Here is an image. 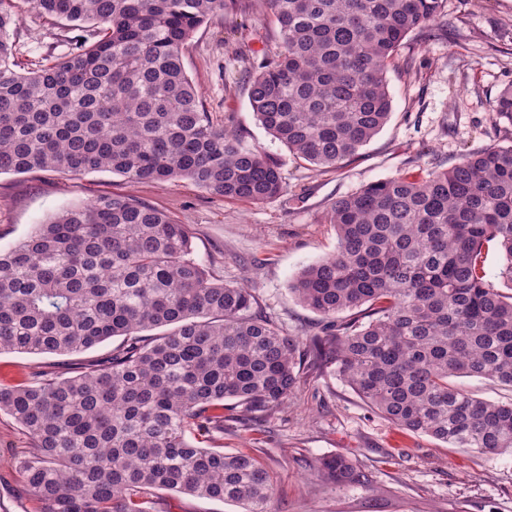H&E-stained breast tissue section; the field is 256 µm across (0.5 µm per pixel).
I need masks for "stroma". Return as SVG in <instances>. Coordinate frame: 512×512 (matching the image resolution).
<instances>
[{
  "label": "stroma",
  "mask_w": 512,
  "mask_h": 512,
  "mask_svg": "<svg viewBox=\"0 0 512 512\" xmlns=\"http://www.w3.org/2000/svg\"><path fill=\"white\" fill-rule=\"evenodd\" d=\"M450 27L432 38L410 35L387 72L392 112L384 128L341 168L315 170L296 160L256 119L247 63L239 54L274 53L277 25L255 5L242 17L202 25L184 51V66L214 117L247 146L279 160L286 182L273 200L251 204L213 196L187 180L132 184L109 171L0 174V250L35 225L101 195H131L194 231L195 259L218 280L255 288L261 311L289 334L309 340L320 316L289 290L307 265L336 249L326 221L331 204L368 183L416 167L447 168L486 147L512 144L492 104L512 83V0H446ZM89 25L23 9L12 41L21 66L64 58ZM112 342L71 355L4 351L0 386L24 383L44 369L66 378L108 356ZM217 444L256 456L274 480L272 512H512V455H481L396 429L336 375L303 367L288 403L250 425H226ZM28 440L0 412V512H38L16 467ZM344 454L373 480L343 487L317 472L320 458Z\"/></svg>",
  "instance_id": "1"
}]
</instances>
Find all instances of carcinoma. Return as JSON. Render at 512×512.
Returning <instances> with one entry per match:
<instances>
[{
	"label": "carcinoma",
	"instance_id": "cac0c4a2",
	"mask_svg": "<svg viewBox=\"0 0 512 512\" xmlns=\"http://www.w3.org/2000/svg\"><path fill=\"white\" fill-rule=\"evenodd\" d=\"M97 25L64 59L13 69L16 0H0V174L110 170L131 183L188 180L249 203L280 196L281 164L214 120L184 45L252 0H27ZM278 50L252 58L249 98L294 158L338 168L385 126L386 74L444 0H262ZM512 126V83L493 102ZM337 245L290 285L321 316L305 344L257 314L254 288L211 277L192 231L130 195L66 209L0 251V352L73 354L113 338L87 371L0 388L29 440L17 467L39 512H150L159 490L272 512L252 455L204 447L288 401L301 366L330 370L395 427L451 448L512 454V401L473 397L464 374L512 387V295L488 280L485 245L512 289V144L425 176L402 173L337 199ZM163 332L150 335L148 331ZM339 485L367 488L352 458H321Z\"/></svg>",
	"mask_w": 512,
	"mask_h": 512
}]
</instances>
